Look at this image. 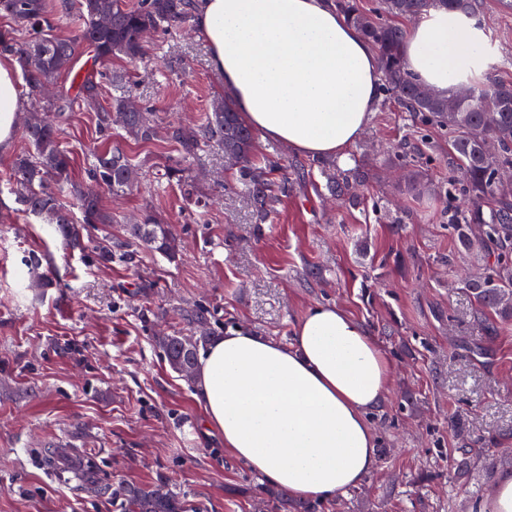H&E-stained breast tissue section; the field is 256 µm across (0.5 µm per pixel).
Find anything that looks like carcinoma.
<instances>
[{
    "label": "carcinoma",
    "mask_w": 512,
    "mask_h": 512,
    "mask_svg": "<svg viewBox=\"0 0 512 512\" xmlns=\"http://www.w3.org/2000/svg\"><path fill=\"white\" fill-rule=\"evenodd\" d=\"M343 15L379 53L382 90L397 98L403 109L420 115L427 123L448 127V200L463 204L448 209V226L460 246L477 264L485 267L483 275L466 281L482 310L493 314L478 321L481 335L492 340L499 335L500 324L512 320V195L500 188L497 174L512 170V82L492 79L476 86H460L446 96L426 94L425 85L406 69L402 45L407 30L393 20L415 19L431 7L474 11L472 0H381L379 16L360 9L357 0H332ZM77 7L81 25L67 36L51 31L70 19ZM192 13L191 0H0V15L15 23L0 30V54L15 58L20 66L22 91L34 108L41 104L53 113L37 121L26 120L23 135L26 147L18 152L9 171V183L25 207V212L43 224L51 225L72 249L86 248L89 228L112 223L98 193L84 191L72 179L73 159L60 143V128L69 120V112L78 103L94 112L99 137L109 140L112 131L141 142L166 140L177 147L178 156L166 157L157 165L161 178L168 182L192 183L189 164L198 153L217 148L238 169L235 189L246 196L259 221H266L279 197L288 192V180L276 177L282 165L268 161L261 168L253 163L256 134L227 99L212 103L203 122L194 126L168 125L160 128L153 112L144 106L126 110L130 91L123 89L124 76L89 68L79 75L76 94L60 89L53 100H45V86L72 71L77 47L92 48L100 64L114 57L128 62L140 60L144 39L151 32H168ZM106 19L109 27L100 29ZM112 82L116 94L112 101L99 104L104 80ZM325 179L323 194L350 202L355 188L365 182L361 165L344 170L335 161H313ZM88 179L112 193L125 194L138 187L147 170L130 161L122 149L111 147L92 155L86 168ZM71 195L75 203L64 201ZM125 246L142 245L170 262L179 259V249L167 228L149 210L136 224L126 225ZM499 246L494 260H489L488 244ZM191 326L204 328L209 310L199 305L187 312ZM211 340L208 335L163 336L164 356L175 372L192 380L199 348ZM269 501L311 512V505L294 500L285 489H266ZM112 496L122 501L124 512H188L187 501L175 492L157 494L152 489L118 483Z\"/></svg>",
    "instance_id": "cac0c4a2"
}]
</instances>
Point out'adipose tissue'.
I'll return each mask as SVG.
<instances>
[{
	"instance_id": "1",
	"label": "adipose tissue",
	"mask_w": 512,
	"mask_h": 512,
	"mask_svg": "<svg viewBox=\"0 0 512 512\" xmlns=\"http://www.w3.org/2000/svg\"><path fill=\"white\" fill-rule=\"evenodd\" d=\"M224 95L263 137L299 156L350 162L378 104L376 47L327 0H196ZM409 72L439 95L485 69L482 31L459 10L433 8L402 46ZM16 70L0 59V153L24 110ZM393 381L365 325L333 305L308 309L292 344L242 330L202 348L195 398L207 429L263 482L300 499L360 486L376 463L368 414Z\"/></svg>"
}]
</instances>
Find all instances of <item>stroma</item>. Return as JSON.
Segmentation results:
<instances>
[{"mask_svg": "<svg viewBox=\"0 0 512 512\" xmlns=\"http://www.w3.org/2000/svg\"><path fill=\"white\" fill-rule=\"evenodd\" d=\"M478 11L493 39L486 74L512 80V8L479 0ZM110 68L130 74L133 96L165 123L202 122L224 95L190 20L150 37L143 62L116 59ZM60 141L84 181L103 146L93 113L74 108ZM259 150L278 155L290 178L263 224L214 148L193 161L205 208L188 206L175 184L102 191L114 221L90 239L108 236L120 247L127 224L148 207L182 250L171 263L141 247L107 266L24 211L7 184L12 153L0 155V512H123L111 494L56 481L36 456L45 448L65 465L77 449L110 484L165 482L186 494L190 512H271L258 495H234L253 473L206 430L192 384L159 345L185 333L183 313L199 304L214 336L243 329L285 345L310 307L335 305L363 322L391 360L392 385L369 415L383 452L361 486L322 501V512H477L496 472L512 468V323L489 358L460 347L478 336L464 279L480 269L444 212L447 129L381 97L350 149L367 174L354 205L326 202L309 159L265 139ZM398 150L430 190L400 189L388 165ZM33 255L52 287L29 274ZM465 453L471 463L458 468Z\"/></svg>", "mask_w": 512, "mask_h": 512, "instance_id": "1", "label": "stroma"}]
</instances>
